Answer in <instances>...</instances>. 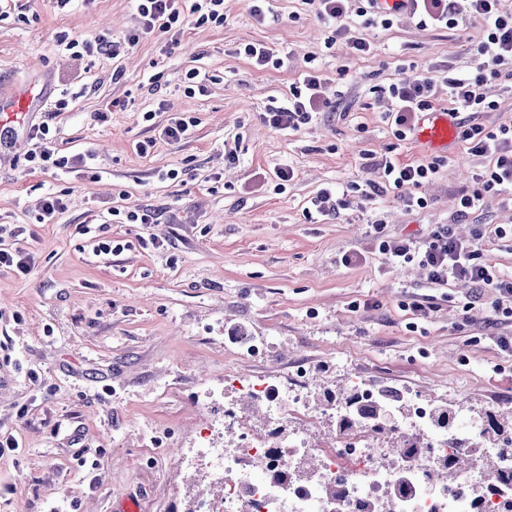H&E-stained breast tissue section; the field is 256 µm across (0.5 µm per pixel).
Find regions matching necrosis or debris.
Segmentation results:
<instances>
[{"instance_id": "1", "label": "necrosis or debris", "mask_w": 512, "mask_h": 512, "mask_svg": "<svg viewBox=\"0 0 512 512\" xmlns=\"http://www.w3.org/2000/svg\"><path fill=\"white\" fill-rule=\"evenodd\" d=\"M308 366H299L292 379L249 382L234 373L224 375L225 387L241 392L271 418L313 419L304 384ZM357 400L355 420L340 434V447L312 448L306 434L294 433L285 442L274 434H249L241 429L235 407L217 410L214 420L199 433L194 465L206 471L218 485V494L196 501L193 512H368L386 491H393L398 512H504L505 494L499 485H482L472 494V475H464L454 492L432 488L427 475L435 464L453 459L470 449L487 455H502V465L512 472V454H501L505 435L482 433L479 424L458 428L436 437L432 447L406 448L388 458L378 438L389 437L393 428L414 423L419 430L431 426L433 405L412 392H402L391 403L388 426L372 434L363 417L378 402L379 390L354 382ZM319 460L320 478L315 482L281 484L280 475L292 473L298 462L309 456ZM342 483L341 503L325 495L327 485Z\"/></svg>"}]
</instances>
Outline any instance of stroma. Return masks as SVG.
Returning <instances> with one entry per match:
<instances>
[{"instance_id": "1", "label": "stroma", "mask_w": 512, "mask_h": 512, "mask_svg": "<svg viewBox=\"0 0 512 512\" xmlns=\"http://www.w3.org/2000/svg\"><path fill=\"white\" fill-rule=\"evenodd\" d=\"M364 0H348L338 27L375 45L363 57L332 44L307 0H269L265 23L251 0H224L223 24L189 26L171 54L148 36L119 57H75L72 40L106 33L122 39L137 26L133 0H0V88H47L31 134L0 154V225L25 227L35 256L28 275L0 271V435L19 448L0 456V512H115L138 500L142 512H186L211 479L190 459L211 418L203 404L226 372L246 379L287 377L304 362L317 418L275 426L264 410L238 404L258 433L297 429L318 445L335 440L328 392L352 377L451 406L483 421L512 409V351L498 346L512 325L498 324L470 285L429 282L417 265L390 267L381 241L421 242L439 224L462 236L480 231L484 255L512 277V207L487 192L457 218L458 197L474 189L487 159L463 142L453 153L396 141L386 118L388 88L417 73L436 84L434 110H448V80L473 75L479 23L421 28L394 17L390 28H360ZM261 43L285 56L281 68H255L237 52ZM320 70L327 108L299 130L280 132L262 115L284 104L308 67ZM209 76L206 94H189L190 70ZM496 107L458 112L486 127L512 124V76L484 87ZM124 108L114 107V100ZM65 108H58V101ZM152 119H145V112ZM197 119L190 138L159 141L176 114ZM45 128L60 154L96 156L98 177L83 168H34L32 134ZM156 139L148 154L137 142ZM237 154L235 163L224 157ZM439 162L416 191L425 208L407 207L384 187L381 163ZM294 170L279 182L275 171ZM174 169L165 182L157 171ZM382 192L364 197L366 184ZM335 189L338 205L318 222L305 217L311 197ZM67 203L54 221L37 220L41 201ZM149 208L154 224L102 225L110 208ZM158 238V246L148 238ZM112 253L94 255L97 242ZM359 260L346 266L343 255ZM424 299L428 317L408 304ZM248 336L264 338L267 358L238 355Z\"/></svg>"}]
</instances>
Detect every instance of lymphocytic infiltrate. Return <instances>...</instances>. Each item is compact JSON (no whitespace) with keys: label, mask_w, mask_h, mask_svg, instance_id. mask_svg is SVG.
I'll use <instances>...</instances> for the list:
<instances>
[{"label":"lymphocytic infiltrate","mask_w":512,"mask_h":512,"mask_svg":"<svg viewBox=\"0 0 512 512\" xmlns=\"http://www.w3.org/2000/svg\"><path fill=\"white\" fill-rule=\"evenodd\" d=\"M138 27L124 41L111 40L101 34L91 40L81 41L83 54L103 52L119 56L123 49L135 46L148 33L157 34L170 44H178L189 20L203 24L209 20L223 21L224 0H135ZM501 0H412L413 15L422 27L442 28L457 26L460 19L473 18L481 25L482 36L476 46L481 64L472 77H453L448 81V102L454 110L486 108L482 85L512 69V12L500 7ZM322 85L318 70L302 72L293 83L287 101L269 112L264 119L279 131L295 130L308 123L313 114L320 112L324 102L320 95ZM389 93L396 101L390 119L397 140H406L414 128L417 113L431 109L434 85L423 75H408L390 85ZM460 137L468 151L487 157L492 166L485 173L481 190L461 193L459 215L475 210L483 191L495 188L512 192V125H499L489 130L480 124H464ZM436 171L434 164H408L386 160L383 177L386 183L401 191L410 207H424L423 198L414 194L423 181ZM482 234L469 238L459 237L453 225L440 224L422 244L401 239L385 241L382 253L393 265L412 262L424 269L429 280L438 285L449 279L465 280L476 284L489 300L496 317L512 319V278L500 276L483 258Z\"/></svg>","instance_id":"1"}]
</instances>
